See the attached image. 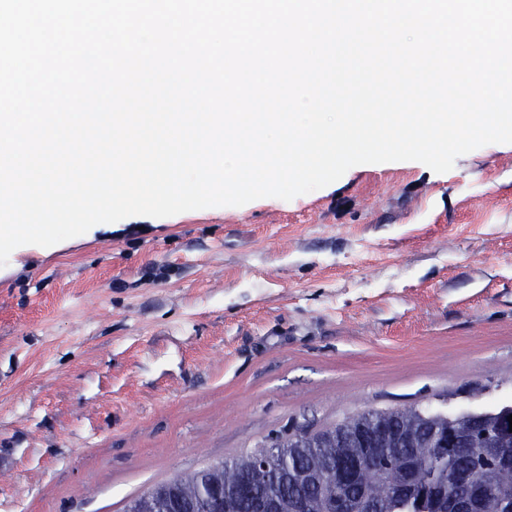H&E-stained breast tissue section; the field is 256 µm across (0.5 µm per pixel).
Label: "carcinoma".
Wrapping results in <instances>:
<instances>
[{"mask_svg": "<svg viewBox=\"0 0 512 512\" xmlns=\"http://www.w3.org/2000/svg\"><path fill=\"white\" fill-rule=\"evenodd\" d=\"M511 415L512 403L454 415L372 409L307 432L300 447L287 437L273 441L288 461L242 496L239 490L252 479L251 451L171 484L190 512H202L196 504L213 485L224 487V512H448L461 492L460 470L469 465L497 512H512ZM438 434L448 438L441 456ZM461 439L475 449H494L493 456L463 453Z\"/></svg>", "mask_w": 512, "mask_h": 512, "instance_id": "1", "label": "carcinoma"}]
</instances>
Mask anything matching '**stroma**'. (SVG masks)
Instances as JSON below:
<instances>
[{
	"mask_svg": "<svg viewBox=\"0 0 512 512\" xmlns=\"http://www.w3.org/2000/svg\"><path fill=\"white\" fill-rule=\"evenodd\" d=\"M510 400L512 143L0 267V512H124L302 425Z\"/></svg>",
	"mask_w": 512,
	"mask_h": 512,
	"instance_id": "obj_1",
	"label": "stroma"
}]
</instances>
